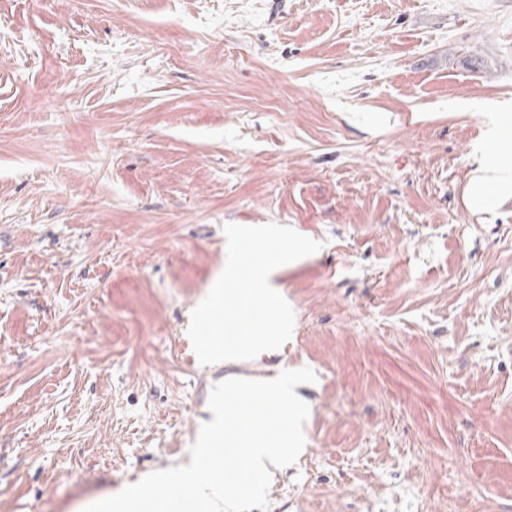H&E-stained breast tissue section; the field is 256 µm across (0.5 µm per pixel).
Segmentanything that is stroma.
Segmentation results:
<instances>
[{
    "label": "stroma",
    "mask_w": 512,
    "mask_h": 512,
    "mask_svg": "<svg viewBox=\"0 0 512 512\" xmlns=\"http://www.w3.org/2000/svg\"><path fill=\"white\" fill-rule=\"evenodd\" d=\"M509 130L512 0H0V512L189 464L224 376L302 367L268 512H512ZM269 222L322 244L291 338L201 365L223 226ZM472 185L480 187L487 184L512 190V150L500 153L492 163L480 162Z\"/></svg>",
    "instance_id": "1"
}]
</instances>
